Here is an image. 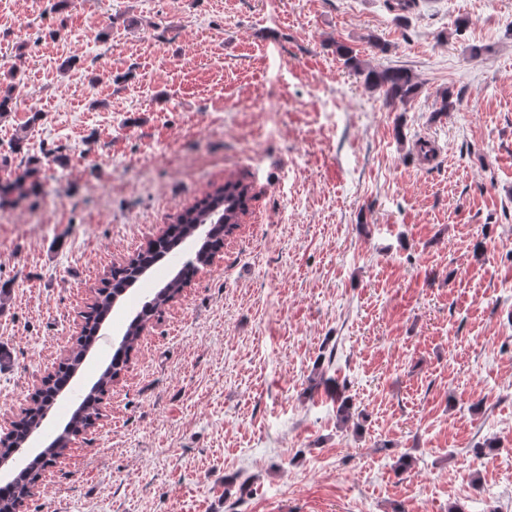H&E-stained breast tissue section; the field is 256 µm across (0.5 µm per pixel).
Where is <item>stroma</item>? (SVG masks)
<instances>
[{
	"label": "stroma",
	"mask_w": 512,
	"mask_h": 512,
	"mask_svg": "<svg viewBox=\"0 0 512 512\" xmlns=\"http://www.w3.org/2000/svg\"><path fill=\"white\" fill-rule=\"evenodd\" d=\"M388 3L0 0V178L42 183L0 208V435L112 266L227 179L250 196L24 512H512V0ZM191 251L120 300L35 446ZM336 52L343 59L345 67L362 77L366 88L382 93L387 103H408L417 96L419 84L409 70L404 68L378 70L366 64L353 49L344 44H337Z\"/></svg>",
	"instance_id": "obj_1"
}]
</instances>
